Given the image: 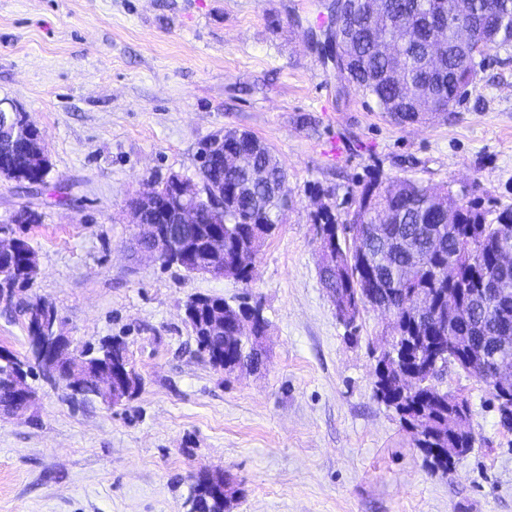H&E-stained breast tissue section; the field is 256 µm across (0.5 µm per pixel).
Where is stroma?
Wrapping results in <instances>:
<instances>
[{
    "instance_id": "stroma-1",
    "label": "stroma",
    "mask_w": 512,
    "mask_h": 512,
    "mask_svg": "<svg viewBox=\"0 0 512 512\" xmlns=\"http://www.w3.org/2000/svg\"><path fill=\"white\" fill-rule=\"evenodd\" d=\"M334 0H0V99L44 135L42 194L0 177V227L24 235L41 273L27 299L54 305L75 345L125 341L140 378L117 405L36 379L23 416L0 417V512H188L201 472L236 490L226 512H512V432L486 385L449 370L473 450L431 471L372 393L386 318L358 339L319 277L315 215L349 223L361 185L408 177L512 204V52L484 61L449 121L398 125L323 63ZM246 131L288 173L289 206L251 283L138 256L128 199L202 144ZM243 297L269 321L263 368L225 375L185 322L193 296Z\"/></svg>"
}]
</instances>
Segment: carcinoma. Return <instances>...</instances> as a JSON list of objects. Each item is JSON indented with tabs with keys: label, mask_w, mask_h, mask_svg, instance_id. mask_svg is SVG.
<instances>
[{
	"label": "carcinoma",
	"mask_w": 512,
	"mask_h": 512,
	"mask_svg": "<svg viewBox=\"0 0 512 512\" xmlns=\"http://www.w3.org/2000/svg\"><path fill=\"white\" fill-rule=\"evenodd\" d=\"M343 32L350 43L351 61L344 79L365 96L375 99L380 110L395 123H415L424 114L403 98L399 87L387 73L388 63L396 61L400 78L412 96L424 94L420 75L424 50L430 37L426 30L399 26L395 18L447 10L448 0H389L386 13L375 26H365L364 0H346ZM474 9L498 14L496 30L480 35L486 58L512 49V0H471ZM442 49L435 61L443 69L431 73L427 82L441 110L435 120L446 121L461 102L459 90L468 86L478 63L460 46L453 30L437 35ZM250 152L265 166L267 179L252 181L247 171L224 172V223L199 225L206 235L217 227L224 231V260L238 262L239 281L249 284L255 261L265 241L273 235L288 208L287 173L271 149L258 138L224 139V152ZM0 169L17 170L22 176L47 184L48 174L31 173L27 167L24 143L16 145L11 158L0 160ZM439 188L410 178L374 177L363 184L357 208L350 223L339 227L331 213L318 216L327 232L339 229L355 235L365 224L373 233L360 238L351 248L336 236V269L327 278L339 300L353 302L357 316L367 310L366 299L397 311L394 326L383 335L396 352L397 367L407 368L433 352L448 351V329H453L462 354L475 362L469 376L488 383L487 374L501 364L512 366V265L499 264L501 251L512 253V207L491 212L473 200L448 193V207L455 209L457 223L448 225V212L433 204ZM36 254L27 239L19 251L0 257V264L17 271L18 287L35 282L28 272L30 256ZM199 349L224 346V373L232 375L252 368L245 359L250 338L237 336L208 340L197 332ZM34 362V353L23 357L10 355L0 360V403L10 404L13 397L4 384L14 368ZM452 362L440 368L414 392H404L395 378L373 389L375 399L393 409L425 455L429 468L446 473L454 465L448 448H472L470 436L452 434L448 418V391L443 380ZM223 480L229 497L236 490L214 472L206 482H196L189 500L196 512H224V503L209 497L211 481Z\"/></svg>",
	"instance_id": "cac0c4a2"
}]
</instances>
